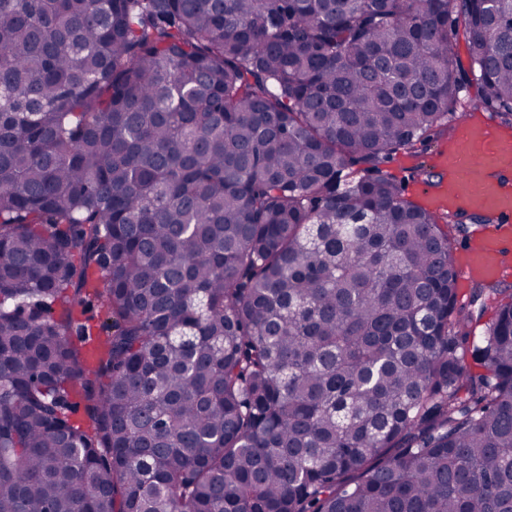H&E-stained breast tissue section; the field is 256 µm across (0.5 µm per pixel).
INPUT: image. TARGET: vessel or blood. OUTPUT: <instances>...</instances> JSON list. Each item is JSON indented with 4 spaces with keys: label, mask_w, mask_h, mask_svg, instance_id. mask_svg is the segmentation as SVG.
<instances>
[{
    "label": "vessel or blood",
    "mask_w": 512,
    "mask_h": 512,
    "mask_svg": "<svg viewBox=\"0 0 512 512\" xmlns=\"http://www.w3.org/2000/svg\"><path fill=\"white\" fill-rule=\"evenodd\" d=\"M454 144L443 151L438 167L443 177L434 187L437 203L489 214L492 235L480 237L466 249L461 280L482 275H512V130L491 134L482 114L474 112L459 122Z\"/></svg>",
    "instance_id": "vessel-or-blood-1"
}]
</instances>
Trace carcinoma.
Wrapping results in <instances>:
<instances>
[{"label": "carcinoma", "instance_id": "1", "mask_svg": "<svg viewBox=\"0 0 512 512\" xmlns=\"http://www.w3.org/2000/svg\"><path fill=\"white\" fill-rule=\"evenodd\" d=\"M471 85L512 0H0V512H512V289L381 171Z\"/></svg>", "mask_w": 512, "mask_h": 512}]
</instances>
